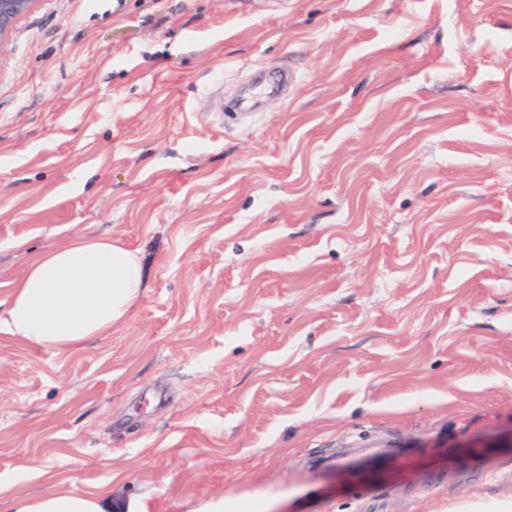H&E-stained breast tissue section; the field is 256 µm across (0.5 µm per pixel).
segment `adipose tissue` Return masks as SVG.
I'll return each instance as SVG.
<instances>
[{
  "instance_id": "ef3b65f1",
  "label": "adipose tissue",
  "mask_w": 512,
  "mask_h": 512,
  "mask_svg": "<svg viewBox=\"0 0 512 512\" xmlns=\"http://www.w3.org/2000/svg\"><path fill=\"white\" fill-rule=\"evenodd\" d=\"M145 288L137 251L120 239L76 235L31 258L0 300V335L62 355L111 335ZM109 497L1 495L0 512H112Z\"/></svg>"
}]
</instances>
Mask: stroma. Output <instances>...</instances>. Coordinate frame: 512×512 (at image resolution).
Returning <instances> with one entry per match:
<instances>
[{
	"instance_id": "obj_1",
	"label": "stroma",
	"mask_w": 512,
	"mask_h": 512,
	"mask_svg": "<svg viewBox=\"0 0 512 512\" xmlns=\"http://www.w3.org/2000/svg\"><path fill=\"white\" fill-rule=\"evenodd\" d=\"M75 234L147 288L72 355L0 335L13 493L512 506V0H36L0 45V298Z\"/></svg>"
}]
</instances>
